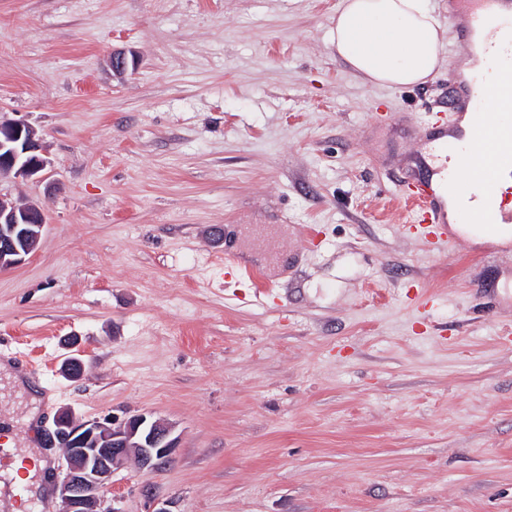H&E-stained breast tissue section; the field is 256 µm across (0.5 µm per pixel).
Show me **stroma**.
<instances>
[{
    "mask_svg": "<svg viewBox=\"0 0 512 512\" xmlns=\"http://www.w3.org/2000/svg\"><path fill=\"white\" fill-rule=\"evenodd\" d=\"M339 2L0 0V116L50 161L0 178L48 215L0 271V362L41 395L32 449L0 376L22 512H57L63 408L172 425L167 463L115 472L123 512H512V246L408 230L393 177L447 72L363 83Z\"/></svg>",
    "mask_w": 512,
    "mask_h": 512,
    "instance_id": "stroma-1",
    "label": "stroma"
}]
</instances>
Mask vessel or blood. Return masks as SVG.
<instances>
[{
	"label": "vessel or blood",
	"mask_w": 512,
	"mask_h": 512,
	"mask_svg": "<svg viewBox=\"0 0 512 512\" xmlns=\"http://www.w3.org/2000/svg\"><path fill=\"white\" fill-rule=\"evenodd\" d=\"M448 17L458 42L477 47L479 69L466 77L449 66L448 99L435 104L441 119L413 174L399 181L433 248L454 224L479 225L490 238L512 224V209L498 202L502 179L512 177V0H448ZM449 182L466 187L453 207Z\"/></svg>",
	"instance_id": "obj_1"
}]
</instances>
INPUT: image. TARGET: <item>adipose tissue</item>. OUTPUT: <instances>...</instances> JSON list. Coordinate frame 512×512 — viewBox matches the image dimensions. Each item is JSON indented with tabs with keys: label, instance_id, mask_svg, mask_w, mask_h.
<instances>
[{
	"label": "adipose tissue",
	"instance_id": "obj_1",
	"mask_svg": "<svg viewBox=\"0 0 512 512\" xmlns=\"http://www.w3.org/2000/svg\"><path fill=\"white\" fill-rule=\"evenodd\" d=\"M447 39L430 0H340L330 44L363 81L413 86L441 69Z\"/></svg>",
	"mask_w": 512,
	"mask_h": 512
}]
</instances>
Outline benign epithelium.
<instances>
[{"label":"benign epithelium","mask_w":512,"mask_h":512,"mask_svg":"<svg viewBox=\"0 0 512 512\" xmlns=\"http://www.w3.org/2000/svg\"><path fill=\"white\" fill-rule=\"evenodd\" d=\"M135 61L122 50L112 52V72L121 75ZM49 164L42 137L22 119H0V176L40 180ZM47 214L45 206L19 205L0 196V270L18 267L38 245ZM172 427L147 412L124 419L79 421L69 411L53 420L65 465L57 476L58 512H123L118 499L105 506L115 471L131 457L143 468L167 462L175 449Z\"/></svg>","instance_id":"7a95c632"}]
</instances>
